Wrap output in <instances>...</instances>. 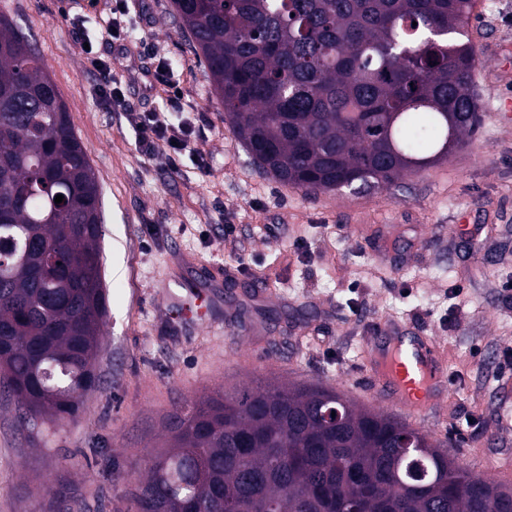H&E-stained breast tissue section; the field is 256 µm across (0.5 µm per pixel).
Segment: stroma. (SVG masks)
Listing matches in <instances>:
<instances>
[{
  "instance_id": "35a3bbf8",
  "label": "stroma",
  "mask_w": 512,
  "mask_h": 512,
  "mask_svg": "<svg viewBox=\"0 0 512 512\" xmlns=\"http://www.w3.org/2000/svg\"><path fill=\"white\" fill-rule=\"evenodd\" d=\"M109 8L0 0L42 56L98 180L109 306L100 384L74 420L21 434L13 400L0 393V512H58L63 501L68 512H133L175 405L257 377L317 382L397 416L376 400L365 366L367 330L386 323L435 337L445 353L447 392L412 428L467 471L512 486V295L502 288L512 282V0H475L481 122L463 146L393 185L318 195L257 169L171 0H133L119 24L172 67L209 170L188 159L175 172L164 155L141 156L126 114L164 110L166 93L124 77L152 58H116L100 42ZM76 15L123 78L126 110L98 106L99 74L73 41ZM176 248L228 273L222 323L193 336L164 314L161 284ZM251 280L271 291L253 308L241 304Z\"/></svg>"
}]
</instances>
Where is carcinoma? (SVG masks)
Here are the masks:
<instances>
[{"instance_id":"carcinoma-1","label":"carcinoma","mask_w":512,"mask_h":512,"mask_svg":"<svg viewBox=\"0 0 512 512\" xmlns=\"http://www.w3.org/2000/svg\"><path fill=\"white\" fill-rule=\"evenodd\" d=\"M254 162L310 195L430 167L479 122L474 0H172ZM0 14V391L28 432L78 413L108 314L101 193L61 93ZM63 195V202H54ZM339 413L334 420L331 412ZM134 512H512V488L320 385L217 390L171 416Z\"/></svg>"}]
</instances>
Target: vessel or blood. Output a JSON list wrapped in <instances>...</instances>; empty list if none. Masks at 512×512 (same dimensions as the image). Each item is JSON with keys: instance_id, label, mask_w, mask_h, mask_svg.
I'll use <instances>...</instances> for the list:
<instances>
[{"instance_id": "1", "label": "vessel or blood", "mask_w": 512, "mask_h": 512, "mask_svg": "<svg viewBox=\"0 0 512 512\" xmlns=\"http://www.w3.org/2000/svg\"><path fill=\"white\" fill-rule=\"evenodd\" d=\"M224 269L208 265L185 254L173 257L164 281L165 314L181 333L194 334L222 320ZM389 343L371 348L369 373L381 395L412 417L432 412L447 390L440 346L431 338L401 335L391 328Z\"/></svg>"}]
</instances>
